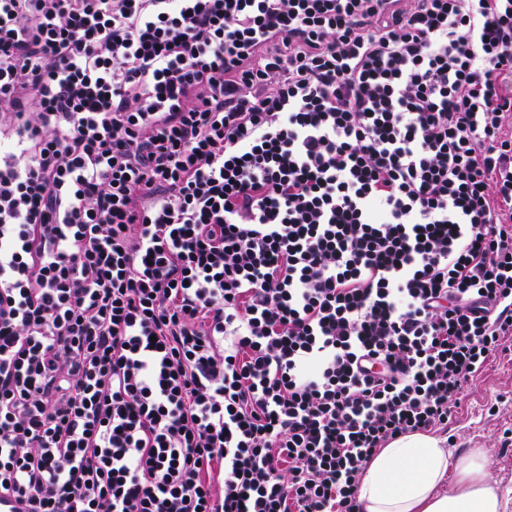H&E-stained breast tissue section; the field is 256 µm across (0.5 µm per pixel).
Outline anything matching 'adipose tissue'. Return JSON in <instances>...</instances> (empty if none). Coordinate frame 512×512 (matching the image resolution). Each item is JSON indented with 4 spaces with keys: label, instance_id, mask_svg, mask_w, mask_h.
<instances>
[{
    "label": "adipose tissue",
    "instance_id": "obj_1",
    "mask_svg": "<svg viewBox=\"0 0 512 512\" xmlns=\"http://www.w3.org/2000/svg\"><path fill=\"white\" fill-rule=\"evenodd\" d=\"M446 438L414 433L389 442L368 463L363 512H512L481 451L451 458Z\"/></svg>",
    "mask_w": 512,
    "mask_h": 512
}]
</instances>
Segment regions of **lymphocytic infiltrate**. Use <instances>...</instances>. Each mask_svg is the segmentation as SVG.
Here are the masks:
<instances>
[{
  "label": "lymphocytic infiltrate",
  "mask_w": 512,
  "mask_h": 512,
  "mask_svg": "<svg viewBox=\"0 0 512 512\" xmlns=\"http://www.w3.org/2000/svg\"><path fill=\"white\" fill-rule=\"evenodd\" d=\"M512 341V0H0V493L361 512Z\"/></svg>",
  "instance_id": "obj_1"
}]
</instances>
